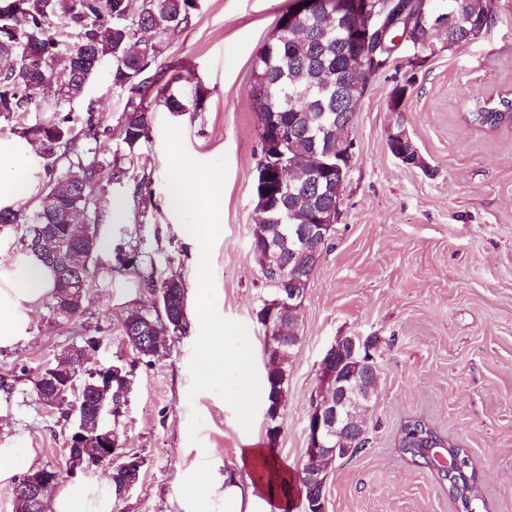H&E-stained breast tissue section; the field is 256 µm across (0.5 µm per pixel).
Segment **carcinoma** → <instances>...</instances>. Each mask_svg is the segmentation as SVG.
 <instances>
[{
	"mask_svg": "<svg viewBox=\"0 0 512 512\" xmlns=\"http://www.w3.org/2000/svg\"><path fill=\"white\" fill-rule=\"evenodd\" d=\"M194 0H0V58L9 57L14 65L0 71V114L22 117L28 112H53L57 117L44 123L21 128L19 135L36 146L37 153L45 160L46 193L41 197L24 241L26 255L30 246L50 231L60 237L66 235L68 224L81 215L85 224L101 223L110 212L101 203L97 191L106 180L118 181L124 175L119 165L121 155L113 156L112 163L97 158L71 162L58 170V152L68 153L78 149L81 134L70 125L65 114L66 105L82 98L91 78L103 66H108V78L113 90L122 98L121 125L123 142L129 152H134L148 138L146 96L158 81L157 62L163 54L165 40L188 26ZM355 13L354 0L345 4V12L336 15L332 0H320V11L294 34L276 27L271 37L260 48L252 65V93L263 112L277 113V120L288 125V159L298 160L316 171L305 181H294L281 187L276 177L255 184L256 204L263 198H279L283 205L264 214L266 227L253 230L252 251L263 248L261 235L273 237L277 232L296 234L314 223V213L336 206V198L318 190L317 178L323 176L321 167L336 161V137L331 136L312 142L314 134L324 126L346 123L353 113L340 111V91L353 81L354 74L346 71L341 20H351ZM125 15L124 25L111 24L112 16ZM433 15L448 16V39L456 44L471 41L469 33L475 29L487 31L493 21L491 0H429L426 13L413 7L410 28L400 27L392 36L425 35ZM158 98L170 112H184L186 105L170 92L166 84L158 89ZM477 129L494 133L512 127V90H502L496 95L478 96L466 117ZM100 243L85 254L84 269L77 278L80 289L90 283L89 265L96 261ZM117 270H132L151 292L164 298L175 292L177 304H186L183 282L157 274L155 264L144 258L136 247H115ZM319 257L297 254L293 264L303 270L300 279L288 281L273 289L262 300L257 315H262L278 299L288 300V290L295 288L304 296L313 276ZM284 331L266 340L265 367L270 391L285 396L288 384V363L291 352L299 343L295 332L293 314L282 319ZM187 328L186 309L173 316L158 312L142 311L133 320L126 315L122 331L127 344L140 357H155L166 350V344L155 345L151 337L158 334L182 335ZM344 377L368 387L377 379L378 367L341 364L334 359ZM122 377L113 388V413H118L122 401L131 389V372L120 367ZM376 390L371 397L350 409L348 425L342 437L351 454L364 450L369 443L367 413ZM398 451L418 467L437 473L446 484L448 497L464 512H479L477 475L473 463L464 462L465 470L448 476V470L437 467L435 451H451L464 458L467 449L456 440L438 431L423 419L411 417L404 421L397 433ZM342 455L336 448L323 455L308 459L305 473L298 475L299 484L305 479L325 480V458ZM129 467L114 464L112 486L115 497L137 470L145 469V459L140 466L127 457Z\"/></svg>",
	"mask_w": 512,
	"mask_h": 512,
	"instance_id": "carcinoma-1",
	"label": "carcinoma"
}]
</instances>
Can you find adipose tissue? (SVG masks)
Here are the masks:
<instances>
[{
	"label": "adipose tissue",
	"mask_w": 512,
	"mask_h": 512,
	"mask_svg": "<svg viewBox=\"0 0 512 512\" xmlns=\"http://www.w3.org/2000/svg\"><path fill=\"white\" fill-rule=\"evenodd\" d=\"M32 144L18 135L0 137V209L15 210L37 193L39 181H20L21 170L30 167ZM53 291V274L36 257L16 262L0 260V349L8 350L23 338L30 312L43 296ZM239 467L259 471L260 479L241 482L232 472L182 475L178 480L183 512H272L277 485L286 472L273 455L256 443L239 449ZM50 512H111L110 492H95L83 483L55 496Z\"/></svg>",
	"instance_id": "obj_1"
}]
</instances>
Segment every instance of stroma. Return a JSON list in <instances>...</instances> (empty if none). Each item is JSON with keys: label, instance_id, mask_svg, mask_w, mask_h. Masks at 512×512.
Here are the masks:
<instances>
[{"label": "stroma", "instance_id": "obj_1", "mask_svg": "<svg viewBox=\"0 0 512 512\" xmlns=\"http://www.w3.org/2000/svg\"><path fill=\"white\" fill-rule=\"evenodd\" d=\"M296 0H196L188 26L166 42L163 80L197 111L172 113L148 99L149 138L123 150L122 101L99 74L69 105L98 159L122 152L121 183L106 187L111 214L97 225L102 243L90 267L82 313L59 319L51 298L38 301L25 339L0 350V448L14 451L0 477V512H14L15 476L64 466L71 423L63 409L36 398L19 365L37 372L93 337L90 367L122 364L134 385L112 426L122 452L146 461L138 485L112 512H181L177 475L233 469L242 430L214 392L190 395L189 362L198 336L199 263L169 193L163 125L181 129L194 159L228 161L220 230L210 251L219 314L248 329L256 368H264V329L256 312L270 294L251 249L258 222L254 183L260 159L259 110L250 92L255 54ZM493 21L480 39L420 53L411 43L370 84L347 136L353 142L340 215L298 310L300 342L288 367V393L276 443L264 414L250 434L271 446L289 471L305 456V427L319 392L321 362L336 336L377 337V396L368 413L369 444L327 469L324 512H456L429 470L395 448L400 424L420 416L468 448L479 474L481 512H512V130L486 133L465 115L472 92L512 89V0H492ZM407 94L399 109L391 99ZM402 126L420 163L404 165L387 145ZM152 197L134 203L137 189ZM139 243L159 275L186 288L188 329L167 353L145 363L126 344L122 320L152 309L154 295L131 271L112 267L113 250ZM220 449V457L209 449Z\"/></svg>", "mask_w": 512, "mask_h": 512}]
</instances>
